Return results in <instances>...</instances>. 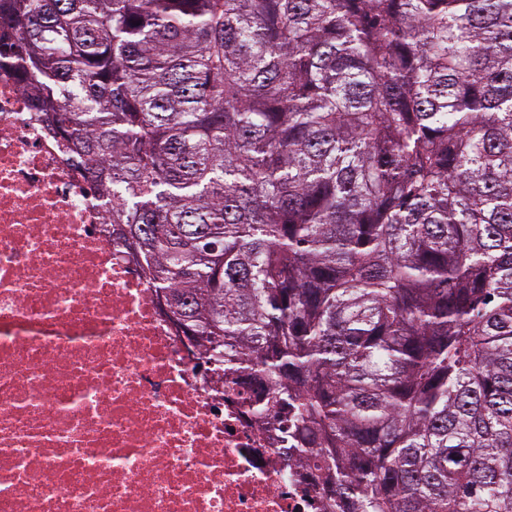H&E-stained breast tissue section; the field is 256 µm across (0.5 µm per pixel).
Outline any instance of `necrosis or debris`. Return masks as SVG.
<instances>
[{"label": "necrosis or debris", "mask_w": 512, "mask_h": 512, "mask_svg": "<svg viewBox=\"0 0 512 512\" xmlns=\"http://www.w3.org/2000/svg\"><path fill=\"white\" fill-rule=\"evenodd\" d=\"M0 69V512H317Z\"/></svg>", "instance_id": "1"}]
</instances>
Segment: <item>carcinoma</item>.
Listing matches in <instances>:
<instances>
[{"mask_svg": "<svg viewBox=\"0 0 512 512\" xmlns=\"http://www.w3.org/2000/svg\"><path fill=\"white\" fill-rule=\"evenodd\" d=\"M0 68L318 512H512V0H0Z\"/></svg>", "mask_w": 512, "mask_h": 512, "instance_id": "1", "label": "carcinoma"}]
</instances>
